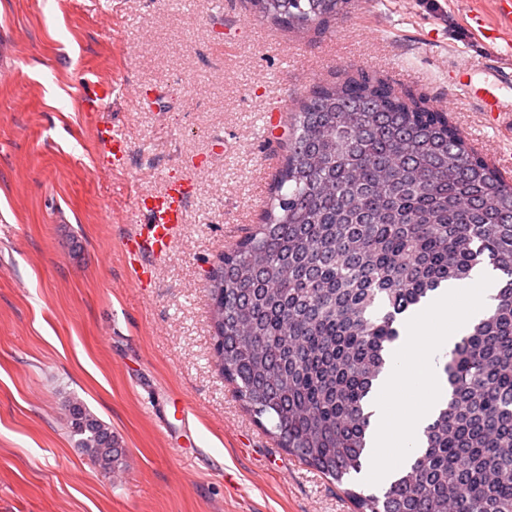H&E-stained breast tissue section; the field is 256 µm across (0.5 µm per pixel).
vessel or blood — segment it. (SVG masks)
I'll return each mask as SVG.
<instances>
[{"mask_svg":"<svg viewBox=\"0 0 512 512\" xmlns=\"http://www.w3.org/2000/svg\"><path fill=\"white\" fill-rule=\"evenodd\" d=\"M466 25L488 41L502 66L476 86L472 83L467 63H459L448 73L449 89H462L477 102L481 111L488 114L512 112V96L502 91L506 73L504 64L512 60V0H496L495 15L490 19L476 10L469 12ZM102 140L104 164L120 167L129 149L127 138L112 128L103 132ZM187 199V181L182 177L168 179L159 192L148 188L136 191V205L148 217L142 232L132 238L137 257L169 249L175 230L186 222Z\"/></svg>","mask_w":512,"mask_h":512,"instance_id":"vessel-or-blood-1","label":"vessel or blood"}]
</instances>
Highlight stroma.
Here are the masks:
<instances>
[{
	"label": "stroma",
	"instance_id": "stroma-1",
	"mask_svg": "<svg viewBox=\"0 0 512 512\" xmlns=\"http://www.w3.org/2000/svg\"><path fill=\"white\" fill-rule=\"evenodd\" d=\"M471 10L494 0H353L297 35L242 0H0V512H352L217 370L208 273L260 222L289 111L346 72L425 95L512 184V118L489 128L448 95L450 64L495 66ZM113 123L132 150L105 171ZM183 172L187 222L140 287L133 192ZM72 400L118 437L120 470L79 448Z\"/></svg>",
	"mask_w": 512,
	"mask_h": 512
}]
</instances>
